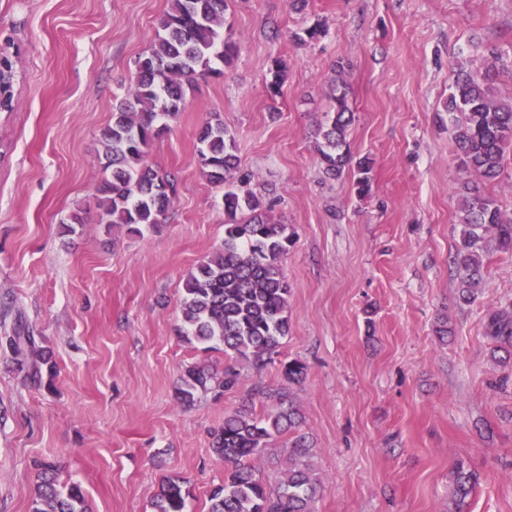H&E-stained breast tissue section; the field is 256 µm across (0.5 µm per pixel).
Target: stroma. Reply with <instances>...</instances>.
Wrapping results in <instances>:
<instances>
[{"instance_id": "35a3bbf8", "label": "stroma", "mask_w": 512, "mask_h": 512, "mask_svg": "<svg viewBox=\"0 0 512 512\" xmlns=\"http://www.w3.org/2000/svg\"><path fill=\"white\" fill-rule=\"evenodd\" d=\"M169 0H0V333L21 324L52 353L33 380L0 345V512H29L35 464L56 463L89 512H153L168 476L186 512H208L224 481L215 429L256 390H293L322 479L316 512H450L449 472L482 482L469 512H512V380L484 335L512 299V255L494 254L488 290L459 304L449 257L463 178L448 135L450 66L488 49L508 69L512 0H228L236 45L219 74L146 155L175 178L174 207L136 234L99 223L101 134ZM319 24L318 40L296 33ZM286 68L277 94L268 83ZM344 66L355 120L347 141L373 160L371 187L325 178L313 131ZM220 115L236 176L294 232L282 261L291 330L277 362L238 360L236 387L180 404L184 368H223V351L182 334L188 273L224 240L222 193L201 175L196 132ZM84 222L67 232L68 217ZM454 334L442 342L437 321ZM308 368L289 386L281 361Z\"/></svg>"}]
</instances>
